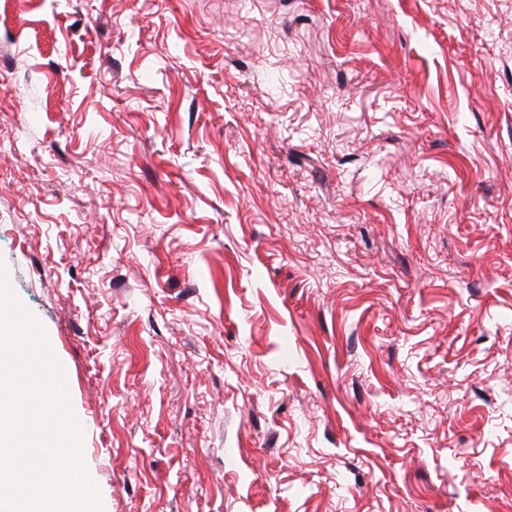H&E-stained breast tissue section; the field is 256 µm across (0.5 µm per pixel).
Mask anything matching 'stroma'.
I'll return each instance as SVG.
<instances>
[{"mask_svg": "<svg viewBox=\"0 0 512 512\" xmlns=\"http://www.w3.org/2000/svg\"><path fill=\"white\" fill-rule=\"evenodd\" d=\"M0 265L105 512H512V0H0Z\"/></svg>", "mask_w": 512, "mask_h": 512, "instance_id": "obj_1", "label": "stroma"}]
</instances>
